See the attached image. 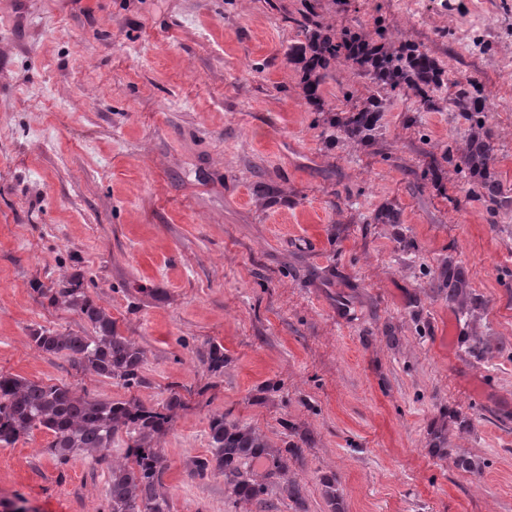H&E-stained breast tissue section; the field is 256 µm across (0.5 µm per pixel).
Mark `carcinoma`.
<instances>
[{
  "label": "carcinoma",
  "instance_id": "carcinoma-1",
  "mask_svg": "<svg viewBox=\"0 0 512 512\" xmlns=\"http://www.w3.org/2000/svg\"><path fill=\"white\" fill-rule=\"evenodd\" d=\"M303 34L305 46L290 59L300 64L301 94L315 111H326L319 90L327 71L338 62L364 72L387 91L409 90L428 107L446 93L448 103L467 122L468 137L461 146L448 145L444 159L463 175L469 196L487 203L489 223H497L500 210L512 207V197L505 195L495 169V146L485 131L487 97L476 81L448 83L439 63L414 44L385 47L392 37L386 27L377 28L371 41L361 33L339 31L318 21L305 26ZM380 120L381 101L372 95L330 121L334 129L330 140L367 141ZM436 291L469 324L475 323L479 311L486 307L471 288L469 272L451 261L437 278ZM50 301L80 313L92 325L93 335L38 328L30 333L32 346L48 354L63 353L78 369L116 380L128 389L146 384L144 350L117 333L112 316L86 295L80 279L72 277L59 286ZM462 341L468 353L479 360L498 351L490 339L477 333L462 337ZM183 407L181 396L174 391L154 407L136 398L97 399L64 384L0 373V447H11L33 431L43 430L51 436L48 453L61 465L75 456L95 460L124 434L130 441L127 451L133 464L112 467L108 512H170L169 499L162 492L167 463L160 441ZM207 437L211 456L193 460L191 474L199 479L224 477V493L233 508L254 503L262 509L271 495L279 494L295 505V512H307L301 486L289 473L290 449L272 447L264 436L222 413L210 418ZM430 448L448 453V425L434 431ZM454 466L472 474L482 471L481 461L465 452L456 454ZM323 487L330 512H345L336 478H324Z\"/></svg>",
  "mask_w": 512,
  "mask_h": 512
}]
</instances>
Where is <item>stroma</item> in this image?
Segmentation results:
<instances>
[{
  "mask_svg": "<svg viewBox=\"0 0 512 512\" xmlns=\"http://www.w3.org/2000/svg\"><path fill=\"white\" fill-rule=\"evenodd\" d=\"M468 0H0V372L101 399L185 407L161 441L171 512H231L224 479L195 478L217 412L277 448L309 512L332 475L346 512H512V219L482 201L443 153L466 126L448 101L376 90L346 65L327 108L378 95L364 145L330 143L288 58L307 11L337 29L398 26L489 105L503 190L512 196V0H485V46L463 53ZM392 207L398 223L376 219ZM486 302L477 324L499 346L477 360L465 322L433 289L446 261ZM80 276L118 332L147 351L145 386L77 369L30 332L90 333L40 290ZM224 371H209L211 345ZM451 411L448 446L481 474L428 451ZM37 430L0 447V512H106L102 458L54 462Z\"/></svg>",
  "mask_w": 512,
  "mask_h": 512,
  "instance_id": "35a3bbf8",
  "label": "stroma"
}]
</instances>
